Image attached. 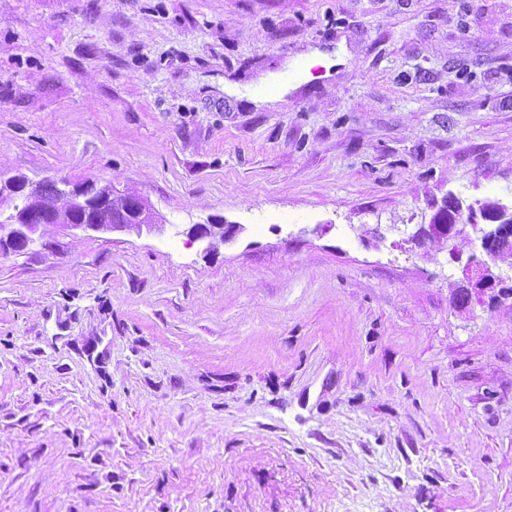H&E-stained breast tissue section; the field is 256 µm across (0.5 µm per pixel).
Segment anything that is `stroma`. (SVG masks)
Wrapping results in <instances>:
<instances>
[{
	"label": "stroma",
	"mask_w": 512,
	"mask_h": 512,
	"mask_svg": "<svg viewBox=\"0 0 512 512\" xmlns=\"http://www.w3.org/2000/svg\"><path fill=\"white\" fill-rule=\"evenodd\" d=\"M0 175L164 226L0 257V512H512V266L413 240L512 206V0H0ZM335 55L336 60H333L330 53L323 52L319 48H311L308 52L287 61L282 70L269 74L258 82L253 101L272 105L283 102L289 90L299 81V76L296 74L298 62L303 61L306 64L305 70L301 73L304 79L311 78L310 69L314 66L319 65L329 71L334 64L338 65L345 61L348 55L345 43H338ZM497 206L489 207L478 201L463 208L462 202L457 198L446 197L442 205L433 204L435 209L428 224L419 225L418 238L445 242L448 244L450 258L463 264V253L457 249L454 241L464 232L465 226H471L475 233L478 232V218L488 221L493 227L485 231L480 242L481 252L485 258H474L469 254L463 264V270L467 275V285L473 293L480 298L485 291L492 290L498 285L502 277L493 268L499 269V263L510 259L512 248V208L510 210L495 202ZM448 206L453 207L455 216L454 224H448ZM490 233V236L488 234ZM239 230L234 224H195L188 230L187 235L195 241L207 243L206 251H214L218 244H224L231 239Z\"/></svg>",
	"instance_id": "stroma-1"
}]
</instances>
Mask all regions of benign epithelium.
I'll return each instance as SVG.
<instances>
[{
	"instance_id": "benign-epithelium-1",
	"label": "benign epithelium",
	"mask_w": 512,
	"mask_h": 512,
	"mask_svg": "<svg viewBox=\"0 0 512 512\" xmlns=\"http://www.w3.org/2000/svg\"><path fill=\"white\" fill-rule=\"evenodd\" d=\"M58 205L41 192V184H33L21 176H12L0 182V209L7 205L12 212L0 219V256L26 251L41 238V230L52 225L62 232L82 229L97 232L117 230H148L159 227L158 219L146 200L137 193L116 194L112 185L93 179L72 182L58 180ZM120 208L128 213L124 224H106L98 219L88 221L95 208ZM434 213L429 223L419 225L417 237L448 244L450 258L463 265L467 287L480 297L492 290L502 277L494 271L498 264L512 258V209L501 204L489 207L480 202L467 206L457 198L446 197L442 205H432ZM492 225L491 233L478 238L483 257L476 259L457 249L454 241L471 226L478 231L479 220ZM239 227L234 224H194L187 235L192 241L206 242L210 252L231 239Z\"/></svg>"
}]
</instances>
